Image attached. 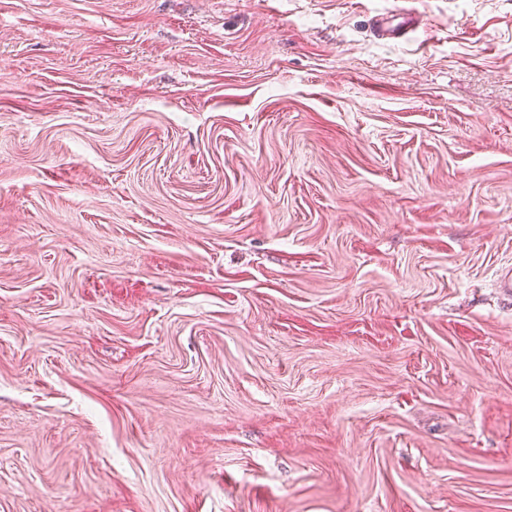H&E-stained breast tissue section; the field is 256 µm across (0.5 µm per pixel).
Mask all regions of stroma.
I'll use <instances>...</instances> for the list:
<instances>
[{
	"instance_id": "1",
	"label": "stroma",
	"mask_w": 512,
	"mask_h": 512,
	"mask_svg": "<svg viewBox=\"0 0 512 512\" xmlns=\"http://www.w3.org/2000/svg\"><path fill=\"white\" fill-rule=\"evenodd\" d=\"M0 512H512V0H0ZM376 30L381 36L396 37L395 33H407L419 27L418 17L413 8L399 7L385 18L376 19Z\"/></svg>"
}]
</instances>
